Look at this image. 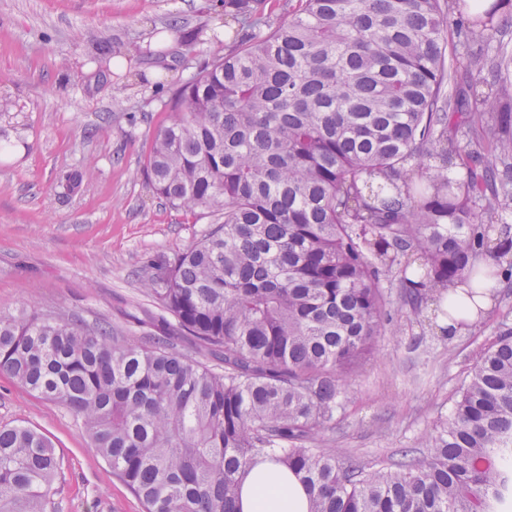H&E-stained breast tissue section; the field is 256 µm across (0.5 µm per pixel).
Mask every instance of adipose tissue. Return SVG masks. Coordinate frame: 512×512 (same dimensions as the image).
<instances>
[{
	"label": "adipose tissue",
	"mask_w": 512,
	"mask_h": 512,
	"mask_svg": "<svg viewBox=\"0 0 512 512\" xmlns=\"http://www.w3.org/2000/svg\"><path fill=\"white\" fill-rule=\"evenodd\" d=\"M241 512H308L301 485L276 464L254 469L243 481Z\"/></svg>",
	"instance_id": "1"
}]
</instances>
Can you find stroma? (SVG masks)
I'll return each mask as SVG.
<instances>
[{
  "instance_id": "obj_1",
  "label": "stroma",
  "mask_w": 512,
  "mask_h": 512,
  "mask_svg": "<svg viewBox=\"0 0 512 512\" xmlns=\"http://www.w3.org/2000/svg\"><path fill=\"white\" fill-rule=\"evenodd\" d=\"M210 0H0V313L35 306L115 335H158L141 281L156 255L184 249L210 221L169 206L144 167L164 105L210 58L209 43H182L183 28L240 30ZM137 45L116 59L99 52ZM91 165L70 195L57 178ZM493 305L456 336L439 331L432 305L414 315L399 286L388 309L398 335L381 336L349 381L331 440L372 462L416 448L479 352L512 311V281L491 285ZM48 436L63 462L52 495L61 512H143L94 451L78 420L0 375V426Z\"/></svg>"
}]
</instances>
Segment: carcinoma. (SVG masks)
<instances>
[{
    "label": "carcinoma",
    "instance_id": "obj_1",
    "mask_svg": "<svg viewBox=\"0 0 512 512\" xmlns=\"http://www.w3.org/2000/svg\"><path fill=\"white\" fill-rule=\"evenodd\" d=\"M248 28L168 100L146 175L224 215L142 280L211 368L105 324L0 314V373L80 419L144 512H241L269 459L309 512H501L512 502V312L420 453L368 467L330 445L346 378L413 314L512 272V0H221ZM280 10L278 21L272 11ZM488 78L456 91L459 68ZM83 174L58 186L77 190ZM493 258L494 264L486 263ZM49 439L0 427V512H58Z\"/></svg>",
    "mask_w": 512,
    "mask_h": 512
}]
</instances>
